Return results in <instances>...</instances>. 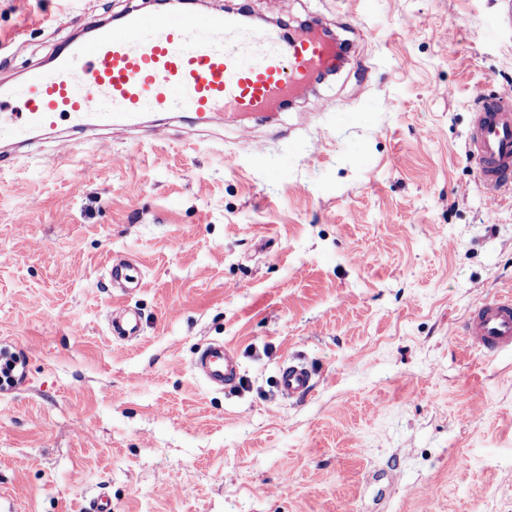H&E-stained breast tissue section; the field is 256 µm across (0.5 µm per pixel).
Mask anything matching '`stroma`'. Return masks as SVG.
Listing matches in <instances>:
<instances>
[{
  "label": "stroma",
  "instance_id": "35a3bbf8",
  "mask_svg": "<svg viewBox=\"0 0 512 512\" xmlns=\"http://www.w3.org/2000/svg\"><path fill=\"white\" fill-rule=\"evenodd\" d=\"M147 0H0V80ZM347 39L268 118L144 114L107 141L0 139V512H512V354L465 350L512 290V198L466 159L477 99L512 91L503 0H204ZM162 135L151 136L156 122ZM81 139L68 151L64 138ZM128 253L142 285L115 297ZM138 311L112 340L107 314ZM233 346L236 388L192 369ZM309 362L304 401L280 363ZM277 388L289 401H300L311 395L315 388L313 370L303 362L285 359L278 370Z\"/></svg>",
  "mask_w": 512,
  "mask_h": 512
}]
</instances>
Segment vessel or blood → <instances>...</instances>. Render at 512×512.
Returning a JSON list of instances; mask_svg holds the SVG:
<instances>
[{
    "mask_svg": "<svg viewBox=\"0 0 512 512\" xmlns=\"http://www.w3.org/2000/svg\"><path fill=\"white\" fill-rule=\"evenodd\" d=\"M335 56V45L311 28L289 36L229 14L132 10L119 26H86L50 65L31 69L21 87L1 83L0 135L52 129L64 117L82 128L116 130L147 112L191 111L202 121L220 112L262 116L307 92ZM467 159L491 199L512 192L511 91L478 100ZM108 275L116 288L141 282L140 270L119 256ZM140 333L137 314H113V338ZM459 338L484 356L512 353V291L478 303ZM193 366L224 390L240 379L236 355L223 344L208 346ZM277 388L288 400H303L314 391V373L305 363L283 361Z\"/></svg>",
    "mask_w": 512,
    "mask_h": 512,
    "instance_id": "obj_1",
    "label": "vessel or blood"
}]
</instances>
